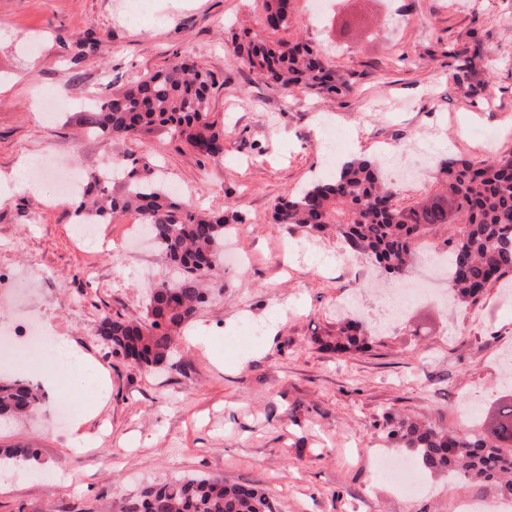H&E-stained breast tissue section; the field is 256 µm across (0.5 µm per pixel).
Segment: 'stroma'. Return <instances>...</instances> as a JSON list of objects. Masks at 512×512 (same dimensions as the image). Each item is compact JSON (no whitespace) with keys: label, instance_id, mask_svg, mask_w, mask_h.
Listing matches in <instances>:
<instances>
[{"label":"stroma","instance_id":"stroma-1","mask_svg":"<svg viewBox=\"0 0 512 512\" xmlns=\"http://www.w3.org/2000/svg\"><path fill=\"white\" fill-rule=\"evenodd\" d=\"M0 0V180L28 158L52 154L90 173L128 153L156 165L180 198L243 216L228 225L225 262L210 300L177 340L174 365L133 367L108 353L103 318H142L147 293L168 276L155 246H124L123 227L102 225L79 244L76 197L49 202L55 186L0 198V263L48 274L31 299L99 366L81 397L99 403L75 444L71 423L41 408L0 421V448L38 449L40 471L0 469V512H115L126 498L185 476L258 483L276 512H458L463 500L495 504L479 479L449 484L423 473L424 490L396 489L379 461L400 458L379 426L401 415L461 429L458 411L482 412L512 392V281L475 305L411 302L383 326L377 285L359 274L334 229L273 220L325 166L326 126L340 128L336 162L365 158L392 169L386 149L406 144L429 165L512 153L498 122L512 114V0H331L320 16L293 0L294 21L277 38L324 50L350 83L342 96L286 93L240 68L229 51L240 25L257 29L259 0ZM95 40L78 53L76 37ZM498 51L495 60L482 49ZM208 71L210 117L224 130V159L208 161L164 130L117 142L87 133L85 115L106 93L163 68L172 53ZM472 56L469 73L458 54ZM467 124L468 135L456 130ZM368 324L366 348L335 350L344 313ZM252 322L259 337L247 335ZM204 336L208 349L195 347Z\"/></svg>","mask_w":512,"mask_h":512}]
</instances>
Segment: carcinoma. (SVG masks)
Returning <instances> with one entry per match:
<instances>
[{
  "mask_svg": "<svg viewBox=\"0 0 512 512\" xmlns=\"http://www.w3.org/2000/svg\"><path fill=\"white\" fill-rule=\"evenodd\" d=\"M264 26L287 29L293 21V0H259ZM236 63L266 84L290 91L303 86L315 93L344 95L347 81L328 69L322 54L302 41L271 40L259 30L244 28L231 37ZM213 82L209 72L178 53L165 68L112 93L87 126L113 139L167 129L198 155L224 157V130L209 118ZM122 176L120 191L112 179ZM432 178L435 194L405 205L397 189L386 183L369 159L343 163L330 176L315 177L288 200L274 206L278 224H301L320 231L336 225V234L357 254L368 255L382 272L401 278L415 256L414 241L441 224L454 225L448 238L453 277L452 297L479 303L488 289L512 278V154L473 162L443 158ZM93 191L82 195L76 216L105 224L114 214L137 212L157 245L177 269L150 289L147 318L106 317L100 336L112 353L133 359L144 371L173 366V336L206 302V289L223 277L220 258L229 224H242L236 212H204L188 201H175L157 179L154 168L136 161L113 164L91 175ZM363 324L348 320L338 329L341 351L360 348ZM42 396L30 383L0 379V416L25 417ZM502 436L494 438L488 420L464 431L448 432L408 417L383 418L381 431L396 447L412 453L421 468L446 474L448 480L482 479L504 499H512V393L492 406ZM38 460L29 446L0 448V466ZM119 512H273L268 492L220 474L166 482Z\"/></svg>",
  "mask_w": 512,
  "mask_h": 512,
  "instance_id": "1",
  "label": "carcinoma"
}]
</instances>
